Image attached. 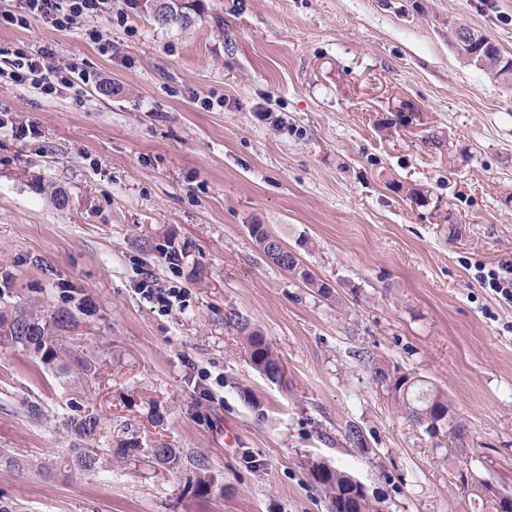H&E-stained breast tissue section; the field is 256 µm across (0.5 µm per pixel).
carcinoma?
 I'll list each match as a JSON object with an SVG mask.
<instances>
[{"instance_id": "obj_1", "label": "carcinoma", "mask_w": 512, "mask_h": 512, "mask_svg": "<svg viewBox=\"0 0 512 512\" xmlns=\"http://www.w3.org/2000/svg\"><path fill=\"white\" fill-rule=\"evenodd\" d=\"M169 2L170 5L165 9L166 17L157 19V22L161 25L188 24L190 17L185 12V5L181 4L180 0ZM489 50L493 55L487 56V63H481L477 57L470 59V62L493 79L511 83L512 56L504 54L495 44L489 45ZM275 265L299 279L307 287L316 290L318 294L325 297L331 295L330 286L316 278L302 263L291 259L284 264L277 261ZM72 322L73 316L66 309H61L48 318L20 304L8 315L0 313V346L21 349L42 364L52 366L59 359L58 347L52 333ZM229 324L246 336V355L253 368L272 384H287L283 362L274 354L266 339L259 332L250 329V322L244 317L237 316L230 320ZM387 376L388 390L404 408L406 416L411 421L426 426L428 421L433 419L451 426L454 434L460 433L461 425L457 422L447 397L439 392L418 387L417 381L406 374L394 371L387 373ZM64 427L70 434L72 448L69 449L68 457L62 464L81 474L98 472L101 465L100 452L99 449L90 447V442L102 436L104 423L101 417L90 411L79 417L67 419ZM112 455L120 460H132L147 455L157 466L169 471L181 469L186 460L182 450L167 443H161L155 448H142L139 440L135 438L118 440L112 449ZM193 465L198 469L192 484L193 491L199 494L210 493L212 479L206 472L204 462L195 459ZM315 483L331 498L333 512H339L340 508L346 505L345 499L350 493L346 472L336 468L328 476L315 480Z\"/></svg>"}]
</instances>
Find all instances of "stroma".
I'll list each match as a JSON object with an SVG mask.
<instances>
[{"label":"stroma","instance_id":"obj_1","mask_svg":"<svg viewBox=\"0 0 512 512\" xmlns=\"http://www.w3.org/2000/svg\"><path fill=\"white\" fill-rule=\"evenodd\" d=\"M184 2L183 26L133 0L64 31L0 26V46H49L98 75L51 97L0 75V311L68 309L59 347L98 368L72 381L0 347V506L332 512L316 463L359 480L381 512H481L464 475L512 493V303L475 279L512 268V85L451 33L466 24L512 55V0ZM400 112L419 126L395 124ZM13 122L38 132L15 138ZM252 224L299 249L332 297L272 265ZM147 272L189 289L188 308L144 300ZM234 315L265 336L287 386L252 368ZM378 368L447 395L463 434L430 437ZM149 399L166 408L160 426ZM90 410L145 447L203 456L212 493L193 492L189 466L113 462L106 439L97 474L46 471L69 448L60 421Z\"/></svg>","mask_w":512,"mask_h":512}]
</instances>
